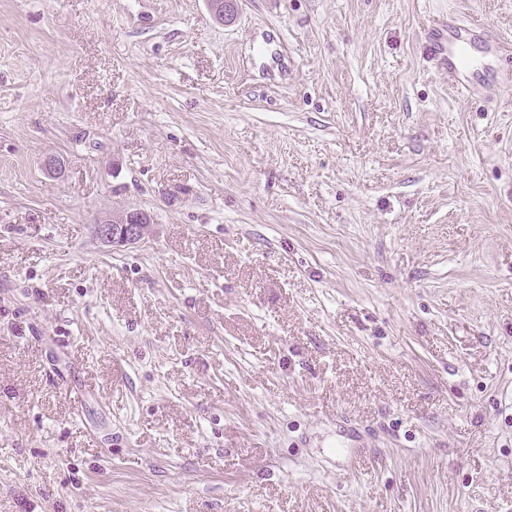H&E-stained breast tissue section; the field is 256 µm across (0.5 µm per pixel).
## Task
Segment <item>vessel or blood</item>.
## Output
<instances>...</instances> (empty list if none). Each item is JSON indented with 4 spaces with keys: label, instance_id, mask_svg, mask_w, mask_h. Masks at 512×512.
<instances>
[{
    "label": "vessel or blood",
    "instance_id": "obj_1",
    "mask_svg": "<svg viewBox=\"0 0 512 512\" xmlns=\"http://www.w3.org/2000/svg\"><path fill=\"white\" fill-rule=\"evenodd\" d=\"M473 47L481 48L486 55L492 57L512 50V44L502 39L487 40L482 24L471 19L449 18L447 28L431 34L430 54L443 62L448 71L449 86L465 98L471 96L477 88L469 55Z\"/></svg>",
    "mask_w": 512,
    "mask_h": 512
}]
</instances>
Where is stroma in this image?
Masks as SVG:
<instances>
[{"label":"stroma","mask_w":512,"mask_h":512,"mask_svg":"<svg viewBox=\"0 0 512 512\" xmlns=\"http://www.w3.org/2000/svg\"><path fill=\"white\" fill-rule=\"evenodd\" d=\"M452 14L512 40V0H0V512H512V64L455 97ZM153 216L141 209L112 212L94 224L93 233L102 243L113 248L135 245L153 232Z\"/></svg>","instance_id":"obj_1"}]
</instances>
